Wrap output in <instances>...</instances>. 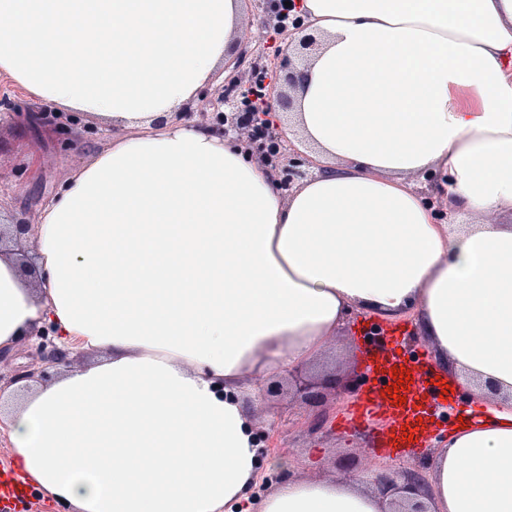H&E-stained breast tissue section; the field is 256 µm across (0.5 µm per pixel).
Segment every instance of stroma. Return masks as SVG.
<instances>
[{"mask_svg":"<svg viewBox=\"0 0 512 512\" xmlns=\"http://www.w3.org/2000/svg\"><path fill=\"white\" fill-rule=\"evenodd\" d=\"M244 36L232 50L241 58L239 89H247L261 73L271 71L280 48L276 19L266 5L245 4ZM0 213L39 224L44 207L66 184L73 169L83 166L112 144L118 131L93 119H78L66 130L41 135L29 130L25 113L34 101L0 80ZM387 320L374 314L352 312L345 326L330 343L321 363L301 367L302 376L318 379L323 371L336 372L338 390L327 389L319 404L308 405L288 393H276L275 378L254 380V414L259 439H272L273 453L261 456L262 481L257 495H264L279 482L283 473L311 479L360 480L366 469H407L429 472L430 461L455 428L459 416L471 407V396L463 387H454L447 407L435 415V434L416 455L398 458L378 453L379 427L344 430L340 422L350 404L375 386L377 378L368 367V357L378 346L370 334L388 328Z\"/></svg>","mask_w":512,"mask_h":512,"instance_id":"35a3bbf8","label":"stroma"}]
</instances>
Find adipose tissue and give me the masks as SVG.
I'll return each instance as SVG.
<instances>
[{"instance_id":"adipose-tissue-1","label":"adipose tissue","mask_w":512,"mask_h":512,"mask_svg":"<svg viewBox=\"0 0 512 512\" xmlns=\"http://www.w3.org/2000/svg\"><path fill=\"white\" fill-rule=\"evenodd\" d=\"M298 12L322 46L285 133L325 170L285 198L170 119L242 37V0H0V75L130 131L44 209L39 280L0 254V350L47 324L101 354L0 397L17 461L69 512H382L356 481L254 495L251 377L313 363L356 309L414 312L488 409L436 453L434 512H512V0ZM432 168L473 223H437L410 183Z\"/></svg>"}]
</instances>
